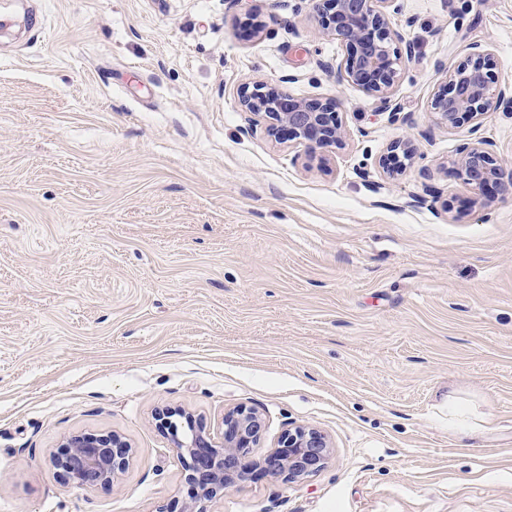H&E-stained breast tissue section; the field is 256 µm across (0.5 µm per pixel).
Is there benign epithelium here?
<instances>
[{"label":"benign epithelium","mask_w":512,"mask_h":512,"mask_svg":"<svg viewBox=\"0 0 512 512\" xmlns=\"http://www.w3.org/2000/svg\"><path fill=\"white\" fill-rule=\"evenodd\" d=\"M394 0H311V9L321 29L345 47L346 81L372 97L391 118L400 113L393 99L403 55L391 46L390 3ZM466 59L444 69V84L434 93L430 112L448 128L470 124L474 138L463 144L451 160L453 174L473 191L475 207L488 205L490 190L512 194V166L499 161L491 144L476 133L490 112H512V86L499 85L493 74L488 49L471 44ZM240 111L252 115L245 133L264 123L271 137L288 135V140L309 150L341 148L346 129L339 119L340 104L330 99L296 98L285 90L267 87L260 81L245 82L238 94ZM391 159L413 155L412 140L399 139L390 146ZM156 420L168 431L173 447L185 463L191 487L190 500L179 512H208V503L250 474L249 458L260 447L265 420L254 408L239 405L224 412L222 428L214 432L200 419L166 407ZM332 442L323 431L297 425L286 430L264 458L265 470L288 482L307 479L322 471L331 458ZM132 455V448L113 432L79 433L69 436L52 463L62 477L81 487L110 486Z\"/></svg>","instance_id":"7a95c632"}]
</instances>
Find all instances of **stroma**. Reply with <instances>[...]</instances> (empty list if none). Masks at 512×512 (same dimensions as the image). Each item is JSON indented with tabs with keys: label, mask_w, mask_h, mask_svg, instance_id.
Returning <instances> with one entry per match:
<instances>
[{
	"label": "stroma",
	"mask_w": 512,
	"mask_h": 512,
	"mask_svg": "<svg viewBox=\"0 0 512 512\" xmlns=\"http://www.w3.org/2000/svg\"><path fill=\"white\" fill-rule=\"evenodd\" d=\"M390 21L396 121L308 0H0V512H170L190 486L156 411L216 431L240 404L263 440L212 512H512V199L471 207L469 128L429 111L471 43L512 83V0ZM249 80L340 100L345 146L243 134ZM294 425L333 450L287 482L261 463ZM112 431L114 485L64 482L66 438Z\"/></svg>",
	"instance_id": "stroma-1"
}]
</instances>
